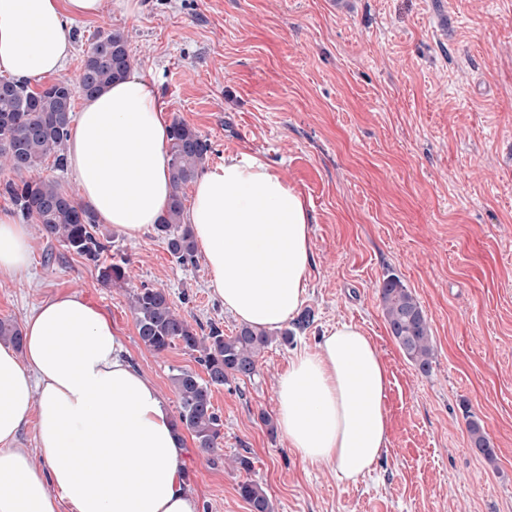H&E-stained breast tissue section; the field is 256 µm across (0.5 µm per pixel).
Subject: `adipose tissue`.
<instances>
[{"mask_svg":"<svg viewBox=\"0 0 512 512\" xmlns=\"http://www.w3.org/2000/svg\"><path fill=\"white\" fill-rule=\"evenodd\" d=\"M103 0H0V74L28 83L56 73L72 44L65 20ZM154 81L137 70L83 97L66 164L103 224L138 236L170 197L168 137ZM225 308L272 330L306 299L311 227L302 194L258 154L205 170L186 214ZM27 225L0 213V277L32 263ZM22 349L0 342V512H200L186 487L184 439L155 382L136 369L110 317L59 292L25 319ZM389 373L375 342L340 322L294 352L277 387V421L305 462L355 483L388 444ZM36 425L35 449L17 440Z\"/></svg>","mask_w":512,"mask_h":512,"instance_id":"adipose-tissue-1","label":"adipose tissue"}]
</instances>
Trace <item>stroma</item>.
I'll use <instances>...</instances> for the list:
<instances>
[{"mask_svg": "<svg viewBox=\"0 0 512 512\" xmlns=\"http://www.w3.org/2000/svg\"><path fill=\"white\" fill-rule=\"evenodd\" d=\"M105 0L69 21L73 50L58 80L77 81L92 34L120 29L135 70L157 84L167 120L212 145L209 165L259 154L303 195L313 258V324L274 337L253 377L214 390L224 464L188 441L184 469L201 512H249L240 483L274 512H512V0ZM27 278H0V319L23 325L53 294L75 292L111 317L132 363L169 410L170 377L199 365L182 346L145 348L129 292L165 289L193 327L240 323L211 294L205 262L178 265L147 228L100 225L131 280L104 285L92 263L30 225ZM398 277L428 317L435 359L418 372L389 334L379 285ZM340 322L371 336L390 372L389 442L358 483L301 460L264 417L293 352ZM476 418L493 459L470 444ZM247 457L250 468L228 466ZM240 496L250 507V512H273V505L264 492L256 483L244 482L239 484Z\"/></svg>", "mask_w": 512, "mask_h": 512, "instance_id": "1", "label": "stroma"}]
</instances>
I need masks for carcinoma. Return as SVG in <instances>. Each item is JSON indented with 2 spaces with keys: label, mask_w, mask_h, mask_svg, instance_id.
<instances>
[{
  "label": "carcinoma",
  "mask_w": 512,
  "mask_h": 512,
  "mask_svg": "<svg viewBox=\"0 0 512 512\" xmlns=\"http://www.w3.org/2000/svg\"><path fill=\"white\" fill-rule=\"evenodd\" d=\"M127 36L119 29L100 31L84 51L78 81H56L38 91L6 81L7 93H0V172L29 177L3 183L17 214L33 221L46 236L92 262L99 279L106 285L126 280L125 262L106 263L107 246L100 240L95 215L58 182L41 175L44 163L53 159L64 167V146L73 121V98L81 93L92 96L132 69ZM211 153L208 139L183 121L171 125L169 138L171 198L166 214L155 225L168 252L182 267L197 263V247L189 225L184 223L183 188L205 170ZM380 301L391 336L405 358L421 373L428 374L434 360V345L428 318L412 292L395 277H387L379 288ZM135 327L142 344L161 354L175 342L194 355L205 375L179 369L171 376L178 399L176 427L188 430L197 447L213 453L212 463L224 438L223 421L212 404L213 389L231 378H249L257 369L258 358L272 340V333L243 326L233 336L217 326L201 335L174 308L160 288H136L130 294ZM21 329L8 319H0V340L21 347ZM473 447L491 459L494 450L479 422L469 421ZM240 496L250 512H273V505L256 483L239 484Z\"/></svg>",
  "instance_id": "cac0c4a2"
}]
</instances>
